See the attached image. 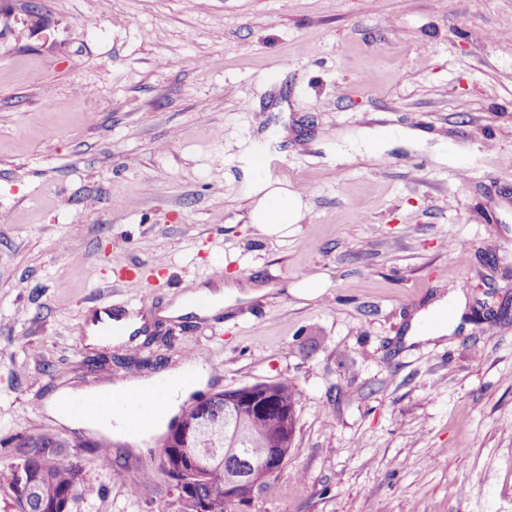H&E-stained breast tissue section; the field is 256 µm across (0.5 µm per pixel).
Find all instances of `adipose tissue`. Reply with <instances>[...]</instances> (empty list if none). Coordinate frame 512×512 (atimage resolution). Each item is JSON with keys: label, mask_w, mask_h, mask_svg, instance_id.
<instances>
[{"label": "adipose tissue", "mask_w": 512, "mask_h": 512, "mask_svg": "<svg viewBox=\"0 0 512 512\" xmlns=\"http://www.w3.org/2000/svg\"><path fill=\"white\" fill-rule=\"evenodd\" d=\"M249 195L252 199L249 220L266 236L283 234L288 226L301 223L308 211L301 193L276 180H254ZM271 293V288L267 286L251 283L244 287L235 281L218 278L209 283L194 284L189 294L177 297L173 304L164 309L163 314L168 318L191 315L212 317L223 311L225 306L233 304L237 297L244 295L250 299H260ZM464 304L465 298L459 292L434 300L413 317L405 337L406 343L449 335L457 325L455 316ZM170 378V391L158 409L150 413L142 430L143 435L157 432L176 413L182 401L208 382V374L202 368L197 369L188 379L182 378L177 372L171 373Z\"/></svg>", "instance_id": "1"}]
</instances>
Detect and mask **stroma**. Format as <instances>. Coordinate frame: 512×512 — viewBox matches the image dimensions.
<instances>
[{
    "instance_id": "stroma-1",
    "label": "stroma",
    "mask_w": 512,
    "mask_h": 512,
    "mask_svg": "<svg viewBox=\"0 0 512 512\" xmlns=\"http://www.w3.org/2000/svg\"><path fill=\"white\" fill-rule=\"evenodd\" d=\"M376 125L448 157L349 158L344 134ZM261 150L309 208L280 239L248 222ZM217 265L277 299L159 317ZM314 275L323 294L293 296ZM459 290L452 334L404 343ZM108 298L155 335L146 363L86 345ZM189 352L206 393L298 391L285 469L236 512H512V0H0V512L13 437H95L54 394ZM161 439L113 442L74 512H178Z\"/></svg>"
}]
</instances>
